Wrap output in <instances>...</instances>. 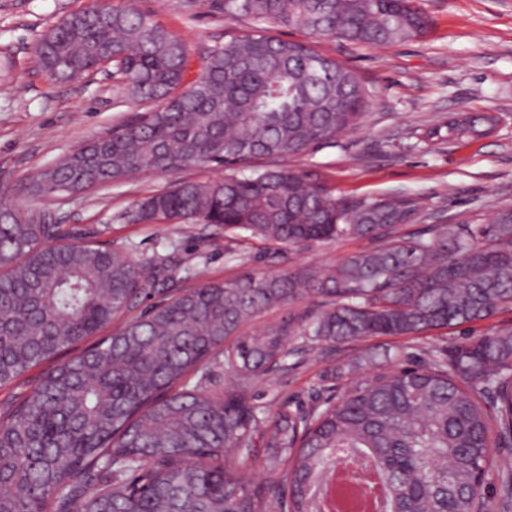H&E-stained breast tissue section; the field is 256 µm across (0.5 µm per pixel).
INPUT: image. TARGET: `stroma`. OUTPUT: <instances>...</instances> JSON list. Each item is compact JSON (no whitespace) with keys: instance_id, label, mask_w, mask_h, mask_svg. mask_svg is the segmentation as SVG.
I'll list each match as a JSON object with an SVG mask.
<instances>
[{"instance_id":"stroma-1","label":"stroma","mask_w":512,"mask_h":512,"mask_svg":"<svg viewBox=\"0 0 512 512\" xmlns=\"http://www.w3.org/2000/svg\"><path fill=\"white\" fill-rule=\"evenodd\" d=\"M121 0H0V191L27 209H50L65 229L94 230L100 240L138 257H173L172 289L225 282L246 272L284 273L327 266L373 248L369 239H340L305 247L276 246L246 235H228L205 224L130 221L140 199L166 187V176L148 174L83 197L31 198L26 185L58 158L134 118L142 106L124 93L111 69L72 83L51 80L34 53L40 37L66 15L94 4ZM429 20L418 39L354 46L333 37L317 42L323 54L346 64L367 91L359 125L280 160L283 168L319 169L339 197L421 195L427 224L455 223L466 216L487 224L500 205L512 203V0H419ZM155 23L179 34L191 59L233 32L237 24L212 0H137ZM498 116L487 138L448 143L426 132L453 113ZM512 329V308L477 324L438 328L420 336H379L319 350L295 351L286 366L252 387L253 402L266 412L281 404L305 408L314 400L343 395L358 369L340 379L331 368L364 350L399 349L415 356L445 350Z\"/></svg>"}]
</instances>
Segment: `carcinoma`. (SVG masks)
I'll list each match as a JSON object with an SVG mask.
<instances>
[{
    "mask_svg": "<svg viewBox=\"0 0 512 512\" xmlns=\"http://www.w3.org/2000/svg\"><path fill=\"white\" fill-rule=\"evenodd\" d=\"M249 30L205 49L190 74L184 39L150 15L92 5L35 46L40 67L72 82L112 59L128 95L149 109L64 155L29 185L33 196L78 194L190 166L224 177L184 181L142 199L133 220L208 224L286 246L344 238L378 245L327 267L245 273L172 295L167 256L60 233L43 210L0 199V386L49 360L55 368L0 418V512H329L327 481L347 470L380 490L378 512H485L496 467L512 499V462L493 465L491 435L512 445V330L479 336L412 362L382 365L340 401L270 415L254 380L309 347L372 336H419L512 307V204L488 224H436L415 195L338 198L322 174L255 168L329 143L363 117L358 77L312 47L333 36L375 46L423 36L417 0H218ZM307 39L286 40L267 27ZM491 114L454 115L430 139L486 136ZM318 308L252 335L259 311L303 297ZM237 381L226 390L202 366L216 356ZM199 375L195 385L190 376ZM264 438L268 476L250 488L237 468Z\"/></svg>",
    "mask_w": 512,
    "mask_h": 512,
    "instance_id": "cac0c4a2",
    "label": "carcinoma"
}]
</instances>
